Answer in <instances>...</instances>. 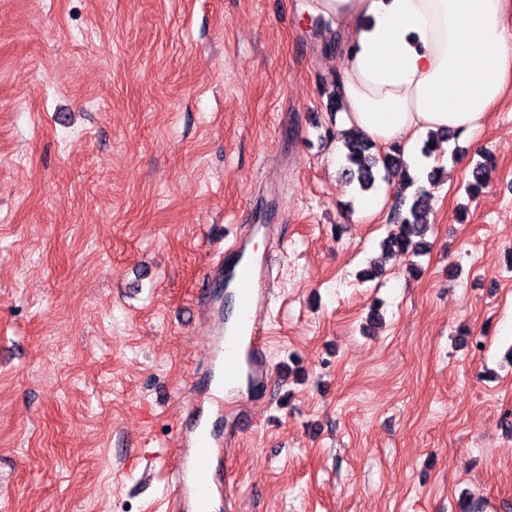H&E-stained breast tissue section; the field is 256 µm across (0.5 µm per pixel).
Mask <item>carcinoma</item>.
<instances>
[{"instance_id":"carcinoma-1","label":"carcinoma","mask_w":512,"mask_h":512,"mask_svg":"<svg viewBox=\"0 0 512 512\" xmlns=\"http://www.w3.org/2000/svg\"><path fill=\"white\" fill-rule=\"evenodd\" d=\"M340 138L344 147L341 175L346 184L355 183L361 189L368 190L380 178L384 181L396 179L401 186L391 205L396 229L389 232L380 244L382 256L375 259L367 271V276L372 278L382 272V258L417 256L428 250L425 234L430 224L431 199L425 187L418 185V179L410 174L400 145L394 144L380 151L375 149V144L369 138L355 130L341 132ZM473 177L474 181L468 186L472 194L486 184L489 164H478Z\"/></svg>"}]
</instances>
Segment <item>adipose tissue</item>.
<instances>
[{"mask_svg": "<svg viewBox=\"0 0 512 512\" xmlns=\"http://www.w3.org/2000/svg\"><path fill=\"white\" fill-rule=\"evenodd\" d=\"M512 0H314L330 20L344 64L338 126L374 143L404 146L425 177L418 151L428 134L479 130L512 78Z\"/></svg>", "mask_w": 512, "mask_h": 512, "instance_id": "adipose-tissue-1", "label": "adipose tissue"}]
</instances>
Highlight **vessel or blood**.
Instances as JSON below:
<instances>
[{
  "label": "vessel or blood",
  "instance_id": "vessel-or-blood-1",
  "mask_svg": "<svg viewBox=\"0 0 512 512\" xmlns=\"http://www.w3.org/2000/svg\"><path fill=\"white\" fill-rule=\"evenodd\" d=\"M247 236L237 235L230 248L233 260L212 263L209 279L223 282L233 301L235 321L213 312V299L202 307L213 318L207 340L205 367L197 377L186 414L177 428L179 462L172 474V506L176 512H217L231 508L233 488L223 476L228 434L220 433L224 416L223 386L240 379L251 381L257 397H264L275 377L267 358L268 331L259 308L274 288L275 257L266 253L247 258Z\"/></svg>",
  "mask_w": 512,
  "mask_h": 512
}]
</instances>
